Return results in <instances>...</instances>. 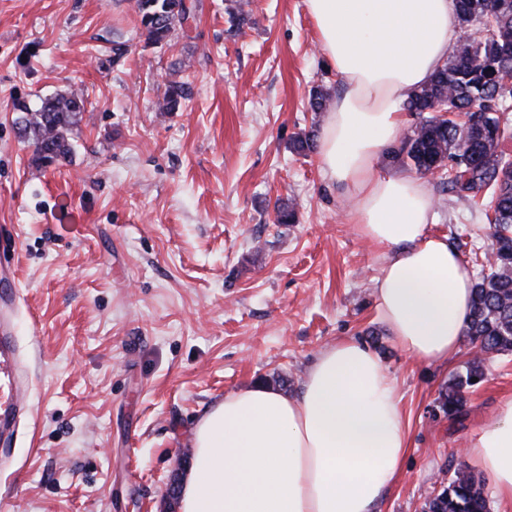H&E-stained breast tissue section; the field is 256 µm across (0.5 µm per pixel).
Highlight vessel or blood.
<instances>
[{"instance_id":"b4317fda","label":"vessel or blood","mask_w":512,"mask_h":512,"mask_svg":"<svg viewBox=\"0 0 512 512\" xmlns=\"http://www.w3.org/2000/svg\"><path fill=\"white\" fill-rule=\"evenodd\" d=\"M19 301L14 271L0 274V435H9L26 407L24 370L13 337L11 313Z\"/></svg>"}]
</instances>
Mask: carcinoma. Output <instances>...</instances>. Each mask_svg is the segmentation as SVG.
<instances>
[{"mask_svg": "<svg viewBox=\"0 0 512 512\" xmlns=\"http://www.w3.org/2000/svg\"><path fill=\"white\" fill-rule=\"evenodd\" d=\"M460 36L448 62L406 103L419 115L447 110L468 118L464 124L434 116L417 123L396 151L399 161L429 172L444 169L442 190L457 201H474L489 193L488 206L496 228L497 247L490 273L473 285L471 317L466 335L480 346V354L466 362L440 393L436 409L450 420L464 413L463 389L484 377V356L512 353V159L500 150L508 131L505 101L512 88L499 81L512 71V0H456ZM198 5L181 7V0H136L139 23L152 43L167 40ZM493 17L495 35L469 38L474 23ZM185 96L181 85L169 87L164 109L174 112ZM86 110L76 93L43 102L37 108L20 107L24 136L45 162L71 156L70 136ZM423 512H489L481 480L458 469L448 486L424 503Z\"/></svg>", "mask_w": 512, "mask_h": 512, "instance_id": "1", "label": "carcinoma"}]
</instances>
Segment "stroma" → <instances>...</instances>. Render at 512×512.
<instances>
[{
    "label": "stroma",
    "instance_id": "35a3bbf8",
    "mask_svg": "<svg viewBox=\"0 0 512 512\" xmlns=\"http://www.w3.org/2000/svg\"><path fill=\"white\" fill-rule=\"evenodd\" d=\"M190 27L147 40L135 0H0V225L16 227L15 340L27 411L0 444V512H161L201 413L257 382L299 393L342 339L367 343L394 378L410 448L376 512H422L470 436L512 397V354L451 422L435 400L471 356H408L380 321L379 250L357 235L317 152L309 91L343 82L305 0H199ZM183 85L177 111H162ZM76 92L73 155L43 164L19 105ZM433 232L474 277L496 248L486 202L436 176ZM296 219L276 221L277 201Z\"/></svg>",
    "mask_w": 512,
    "mask_h": 512
}]
</instances>
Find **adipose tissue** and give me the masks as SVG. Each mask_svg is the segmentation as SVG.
<instances>
[{"label":"adipose tissue","mask_w":512,"mask_h":512,"mask_svg":"<svg viewBox=\"0 0 512 512\" xmlns=\"http://www.w3.org/2000/svg\"><path fill=\"white\" fill-rule=\"evenodd\" d=\"M322 53L345 83L320 131L326 186L351 204L358 234L382 253L373 296L397 344L447 360L468 325L473 276L431 232L428 183L385 168L403 107L459 37L455 0H305ZM180 512H375L409 447L393 378L365 343L323 350L299 396L263 385L208 408L193 432ZM469 462L512 502V399L470 439Z\"/></svg>","instance_id":"ef3b65f1"}]
</instances>
